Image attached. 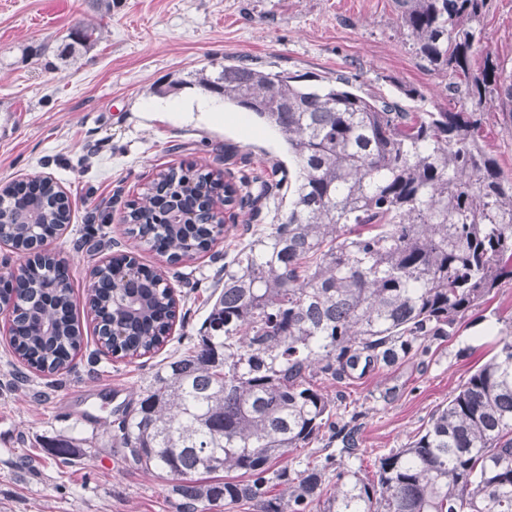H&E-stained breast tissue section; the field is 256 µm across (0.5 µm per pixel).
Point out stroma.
Returning <instances> with one entry per match:
<instances>
[{"label":"stroma","instance_id":"1","mask_svg":"<svg viewBox=\"0 0 512 512\" xmlns=\"http://www.w3.org/2000/svg\"><path fill=\"white\" fill-rule=\"evenodd\" d=\"M96 41L58 59L73 27ZM394 0H0V184L52 177L72 201L71 221L51 247L69 262L73 313L84 342L55 374L26 369L0 333V512H178L171 483L126 463L114 447L117 411L135 405L167 358L194 343L224 286V263L277 218L232 208V228L214 248L179 263L140 243L123 222L126 205L174 166H216L239 177L273 163L294 165L279 132L252 114L207 121L157 104L182 98L198 72L247 58L254 68L308 79L350 78L360 91L420 112L448 107L444 82L415 57ZM481 45L512 75V0H489ZM418 89L407 98L403 90ZM481 139L512 173V125L500 113ZM228 160L217 161L225 147ZM134 252L164 274L178 298L176 325L155 353L101 352L86 314L89 272L113 253ZM512 327V281L433 345L426 363L408 362L348 384L325 383L329 398L357 413L363 474L402 447L496 351ZM26 371V381L16 378ZM397 387L383 401L384 388ZM77 439L85 456L58 463L45 439Z\"/></svg>","mask_w":512,"mask_h":512}]
</instances>
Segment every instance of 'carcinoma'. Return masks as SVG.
<instances>
[{"label":"carcinoma","mask_w":512,"mask_h":512,"mask_svg":"<svg viewBox=\"0 0 512 512\" xmlns=\"http://www.w3.org/2000/svg\"><path fill=\"white\" fill-rule=\"evenodd\" d=\"M488 0H395L400 27L422 66L446 78L452 110L408 112L396 100L361 95L349 80L303 85L300 76L257 70L242 59L216 75L196 74L202 91L255 114L286 137L296 162L273 182L262 172L224 180L169 168L147 185L159 209L128 204L129 223L155 224L176 254L209 246L212 199L254 205L288 191V211L224 262V288L197 342L153 375L137 406L125 408L114 443L124 460L174 481L182 512L242 500L258 512H512V340L479 366L448 404L401 448L379 459L374 478L354 469L361 451L357 413L322 392L371 371L424 358L502 281L512 280V174L477 132L487 112L512 121V78L487 51L472 71ZM74 28L62 59L87 47ZM194 183L196 196L179 188ZM198 210L196 224L159 216ZM27 263L18 287L33 305L48 299L53 328L31 322L11 344L35 369L60 372L81 347L68 323L66 264ZM127 310L116 348L145 355L165 342L141 335L168 305L152 282ZM336 453L298 470L288 455L318 440ZM44 447L83 455L76 439ZM239 472L244 482L222 473ZM336 478L326 498L323 476ZM272 485L286 495L270 496Z\"/></svg>","instance_id":"1"}]
</instances>
